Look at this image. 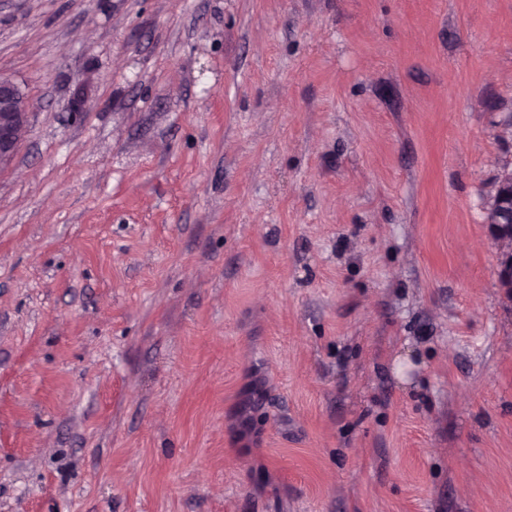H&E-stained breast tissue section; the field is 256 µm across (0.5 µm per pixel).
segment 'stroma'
<instances>
[{"mask_svg":"<svg viewBox=\"0 0 512 512\" xmlns=\"http://www.w3.org/2000/svg\"><path fill=\"white\" fill-rule=\"evenodd\" d=\"M1 77L0 512H512V0H0ZM31 122L25 94L18 83L0 78V170L14 159L28 135ZM488 226L499 248L498 278L501 288L512 294V173L498 182L489 211Z\"/></svg>","mask_w":512,"mask_h":512,"instance_id":"stroma-1","label":"stroma"}]
</instances>
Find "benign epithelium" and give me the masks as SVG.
I'll list each match as a JSON object with an SVG mask.
<instances>
[{"label": "benign epithelium", "instance_id": "1", "mask_svg": "<svg viewBox=\"0 0 512 512\" xmlns=\"http://www.w3.org/2000/svg\"><path fill=\"white\" fill-rule=\"evenodd\" d=\"M31 122L25 94L18 83L0 78V170L14 159L28 135ZM489 229L499 248L500 287L512 294V173L498 182L489 211Z\"/></svg>", "mask_w": 512, "mask_h": 512}]
</instances>
